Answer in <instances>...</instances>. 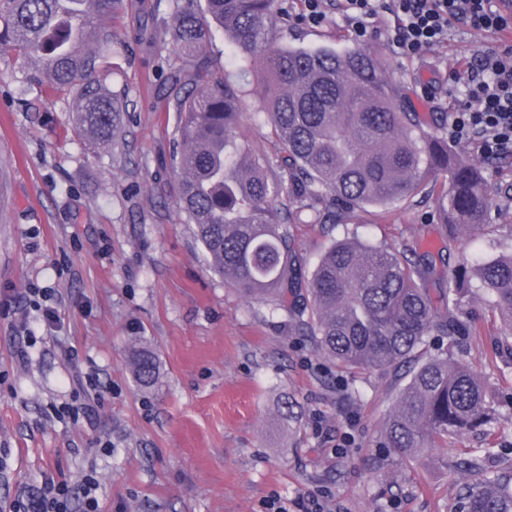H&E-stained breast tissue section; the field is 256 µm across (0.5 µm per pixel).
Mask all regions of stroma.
I'll list each match as a JSON object with an SVG mask.
<instances>
[{
    "instance_id": "1",
    "label": "stroma",
    "mask_w": 512,
    "mask_h": 512,
    "mask_svg": "<svg viewBox=\"0 0 512 512\" xmlns=\"http://www.w3.org/2000/svg\"><path fill=\"white\" fill-rule=\"evenodd\" d=\"M99 16L112 29L120 132L99 146L74 131L73 95L23 87L24 60L0 48V512L37 494L45 479L67 485L80 512L85 475L97 480L100 512H450L459 448L421 462L383 446L399 384L393 373L336 366L299 335L285 309L244 297L211 273L176 205L169 161L172 112L156 107L167 73L183 68L169 42L139 41V20L168 15L171 0H127ZM282 43L359 48L385 60L422 116L460 104L453 74L503 43L453 25L448 40L414 55L394 41L382 14L357 41L344 19L278 26ZM245 99L239 132L260 154L280 142ZM357 228L371 244L413 241L452 256L512 251L485 231L449 241L431 200L357 211L346 226L294 224L295 250L314 266L331 241ZM55 307L47 330L41 305ZM465 361L486 379L500 415L497 444L512 462V355L497 351L502 321L487 317ZM74 347L76 359L64 350ZM151 351L158 378L138 386L135 351ZM297 420L284 425L287 397Z\"/></svg>"
}]
</instances>
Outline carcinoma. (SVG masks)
Wrapping results in <instances>:
<instances>
[{
  "mask_svg": "<svg viewBox=\"0 0 512 512\" xmlns=\"http://www.w3.org/2000/svg\"><path fill=\"white\" fill-rule=\"evenodd\" d=\"M124 0H0V44L34 63L28 85L73 90L77 130L113 141L121 126L117 98L100 76L112 70L108 28L81 21L112 14ZM288 0H173L169 18L152 16L143 37H170L193 61L175 71L161 102L177 115L171 164L179 175L177 208L208 268L251 299L297 309L298 331L346 369L394 371L405 384L384 427L385 446L418 459L431 448L481 430L485 448L456 461L467 479L459 512H512V464H492L496 416L483 380L459 359L483 335L481 319L461 306L472 281L512 336V253L463 258L443 275L433 257L407 242L374 245L335 239L304 277L290 225L342 224L358 209L385 207L424 193L453 239L490 228L497 206L489 168L425 123L409 95L388 81L382 63L361 50L291 47L274 20ZM224 33L229 60L243 75L264 64L259 111L280 140V154L253 150L237 136L245 87L224 80L211 56L213 29ZM135 380L148 386L156 364L133 354Z\"/></svg>",
  "mask_w": 512,
  "mask_h": 512,
  "instance_id": "obj_1",
  "label": "carcinoma"
}]
</instances>
